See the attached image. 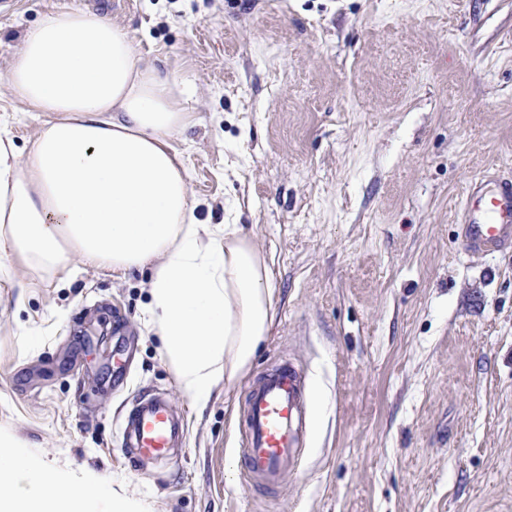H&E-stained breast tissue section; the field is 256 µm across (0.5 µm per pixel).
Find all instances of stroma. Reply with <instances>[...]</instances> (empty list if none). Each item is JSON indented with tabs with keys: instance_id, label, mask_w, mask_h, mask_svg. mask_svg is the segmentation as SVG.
<instances>
[{
	"instance_id": "35a3bbf8",
	"label": "stroma",
	"mask_w": 512,
	"mask_h": 512,
	"mask_svg": "<svg viewBox=\"0 0 512 512\" xmlns=\"http://www.w3.org/2000/svg\"><path fill=\"white\" fill-rule=\"evenodd\" d=\"M64 8L127 30L176 79L201 223L265 257L274 319L198 407L148 322L152 266L0 259V439L136 512H512V251L459 249L464 188L512 175V0H0V133L24 32ZM309 375L311 429L272 492L227 471L250 384ZM161 393L186 449L132 466L119 411Z\"/></svg>"
}]
</instances>
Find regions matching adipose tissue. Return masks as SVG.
Instances as JSON below:
<instances>
[{
  "instance_id": "adipose-tissue-1",
  "label": "adipose tissue",
  "mask_w": 512,
  "mask_h": 512,
  "mask_svg": "<svg viewBox=\"0 0 512 512\" xmlns=\"http://www.w3.org/2000/svg\"><path fill=\"white\" fill-rule=\"evenodd\" d=\"M15 99L52 113L19 165L0 135V252L43 268L81 257L153 265L150 324L198 405L246 370L273 319L265 259L233 227L199 223L174 135L189 121L168 79L141 63L129 34L64 9L26 30L9 70ZM0 451V512H86L97 483Z\"/></svg>"
}]
</instances>
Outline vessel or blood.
<instances>
[{"label":"vessel or blood","mask_w":512,"mask_h":512,"mask_svg":"<svg viewBox=\"0 0 512 512\" xmlns=\"http://www.w3.org/2000/svg\"><path fill=\"white\" fill-rule=\"evenodd\" d=\"M461 249L472 256L512 250V178L470 184L460 201ZM133 464H166L184 446L185 427L168 400L142 395L118 421ZM240 469L250 485L273 489L297 467L309 430L307 373L294 361L262 372L246 395Z\"/></svg>","instance_id":"vessel-or-blood-1"}]
</instances>
